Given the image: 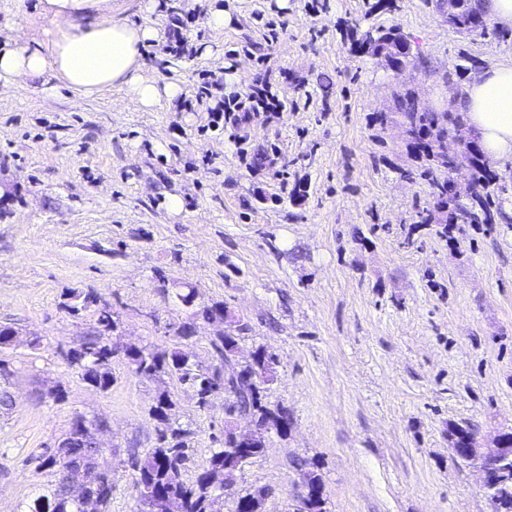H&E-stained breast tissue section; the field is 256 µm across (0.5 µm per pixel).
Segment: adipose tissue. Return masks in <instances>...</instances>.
<instances>
[{
    "mask_svg": "<svg viewBox=\"0 0 512 512\" xmlns=\"http://www.w3.org/2000/svg\"><path fill=\"white\" fill-rule=\"evenodd\" d=\"M57 27L47 44L0 45V91H15L25 80L51 75L57 88L89 96L109 88L123 91L129 104L146 109L177 100L183 88L144 74L143 51L159 41V30L112 16V0H41ZM457 103L484 151L512 165V66L480 71Z\"/></svg>",
    "mask_w": 512,
    "mask_h": 512,
    "instance_id": "ef3b65f1",
    "label": "adipose tissue"
}]
</instances>
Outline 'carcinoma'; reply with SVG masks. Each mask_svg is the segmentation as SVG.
<instances>
[{"label":"carcinoma","mask_w":512,"mask_h":512,"mask_svg":"<svg viewBox=\"0 0 512 512\" xmlns=\"http://www.w3.org/2000/svg\"><path fill=\"white\" fill-rule=\"evenodd\" d=\"M485 13L483 0H457V23L454 31L461 34L486 36L496 34V30L470 26L471 17ZM392 41L395 49L393 57L386 58L391 66L401 71L411 63L410 45L407 38L397 28H377L364 32L362 45L374 56L376 42ZM395 110L406 134L413 140L415 148L430 160L433 166L425 172L430 194L438 210L446 214L448 224H494L505 218L502 208L492 207L490 196L481 191L499 181V174L481 149H475L470 156L472 183L469 188L471 203L460 201V191L447 177L452 171L453 162L443 153V142L448 135L463 127L464 114L461 112H432L424 107L413 95L397 96ZM97 298L86 295L81 305L63 304L64 309L74 314L81 309L94 307L97 331L65 353L68 365L81 375L89 385L106 391L112 386V339L119 325L118 313L112 306H96ZM224 310V304L214 303L194 310L188 321L179 325L175 335L189 339L196 332L197 321L207 322L211 316ZM246 326L229 325L224 333L210 340L217 363L203 366L191 361L178 348L161 349L156 347L135 348L128 352V360L133 372L144 379L161 382L164 378L176 375L183 383L196 389L201 397V408L209 406L212 400L224 396V389H216L213 379L217 372L224 370V360L238 349L240 335ZM274 372L261 371L253 379L251 374L240 376L235 387L234 397L238 409L259 422L270 419L275 411L261 402L263 384L273 380ZM174 406L167 390L159 391L156 405L152 408L153 417L160 421L157 446L144 458L132 463L137 471L134 488L141 512H171L169 505L173 501L180 503L182 512H221L224 503V482L234 480L236 471L227 467V460L236 454L234 442L221 441V447L212 451L208 464L195 479L187 481L183 477L184 469L190 459L186 442L187 430L170 421V411ZM65 447L53 450L43 449L32 459L40 465L53 470V489L36 497L29 504L28 512H89L86 508L83 492L69 481L64 467L77 465L82 469L86 489L97 484L112 482V468L100 464L102 449L96 447L94 438L88 435L81 425L73 428L63 441ZM505 492L501 495L498 512H512V467L500 476Z\"/></svg>","instance_id":"carcinoma-1"}]
</instances>
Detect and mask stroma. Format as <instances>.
<instances>
[{"label":"stroma","instance_id":"1","mask_svg":"<svg viewBox=\"0 0 512 512\" xmlns=\"http://www.w3.org/2000/svg\"><path fill=\"white\" fill-rule=\"evenodd\" d=\"M176 2L189 21L182 55L168 51L167 13L118 0V17L161 32L145 72L179 83L180 99L145 111L116 89L52 91L46 75L0 95V324L18 332L6 352L16 403L0 413V512H24L50 486L51 469L30 456L79 414L107 422L110 512H139L131 461L157 444L162 389L189 432L185 479L206 466L223 399L199 408L193 388L136 376L124 353L177 347L211 364L222 324L174 334L190 290L193 307L220 302L246 324L239 361L259 348L277 360L264 402L287 410L288 431L269 434L236 481L268 489L263 512H299L304 467L322 478L326 512H492L449 433L465 428L486 449L512 426V224L419 223L429 163L395 97L447 111L474 73L512 63V27L455 33L432 0H221L228 20L215 30L211 0ZM379 27L399 28L420 63L399 73L360 49ZM55 34L39 0H0V43ZM207 74L226 96L266 84L286 109L256 113L234 141L193 101ZM87 294L120 319L106 391L62 358L96 332L93 309L63 307Z\"/></svg>","mask_w":512,"mask_h":512}]
</instances>
